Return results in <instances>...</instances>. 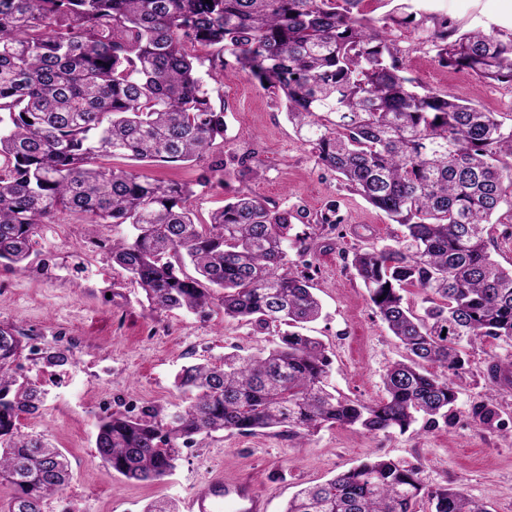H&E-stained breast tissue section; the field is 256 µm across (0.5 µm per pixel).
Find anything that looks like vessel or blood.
Instances as JSON below:
<instances>
[{
  "label": "vessel or blood",
  "mask_w": 512,
  "mask_h": 512,
  "mask_svg": "<svg viewBox=\"0 0 512 512\" xmlns=\"http://www.w3.org/2000/svg\"><path fill=\"white\" fill-rule=\"evenodd\" d=\"M265 498L251 482L211 479L196 487L185 503V512H266Z\"/></svg>",
  "instance_id": "b4317fda"
}]
</instances>
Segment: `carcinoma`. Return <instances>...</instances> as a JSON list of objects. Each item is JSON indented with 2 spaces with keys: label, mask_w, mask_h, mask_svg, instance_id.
Instances as JSON below:
<instances>
[{
  "label": "carcinoma",
  "mask_w": 512,
  "mask_h": 512,
  "mask_svg": "<svg viewBox=\"0 0 512 512\" xmlns=\"http://www.w3.org/2000/svg\"><path fill=\"white\" fill-rule=\"evenodd\" d=\"M360 2L0 0V264L27 266L38 226L75 212L128 227L112 238V262L151 311L217 310L260 329L286 327L266 354L183 367L182 407L98 417L96 452L113 472L162 480L182 449L220 431L276 429L295 440L324 426L376 434L446 424L466 346L512 342V267L493 257L487 228L502 208L512 214V123L407 76L395 31L429 20L424 43L440 66L509 84L512 33L459 34L444 17L416 20L408 4L377 28L354 12ZM216 45L234 57L235 72L284 104L319 166L404 228L395 243L351 259L374 313L406 352L387 368L377 402L329 391L328 350L300 332L322 314L316 266L298 269L285 248L293 221L307 215L239 191L197 224L191 184L98 164L108 156L191 164L224 138V112L195 55ZM262 177L247 154L212 161L196 185ZM312 223L333 233L342 220L332 204ZM187 263L196 276L183 272ZM408 288L426 294L422 313L405 305ZM25 337L0 327V483L13 488L9 512H44L70 484L71 465L45 436L21 430L45 391L18 369L27 353L48 368L72 354L29 349ZM473 418L499 424L492 404L476 406ZM424 495L434 512H488L461 488L425 490L419 467L380 456L300 489L284 512H415Z\"/></svg>",
  "instance_id": "obj_1"
}]
</instances>
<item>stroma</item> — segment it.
<instances>
[{"mask_svg":"<svg viewBox=\"0 0 512 512\" xmlns=\"http://www.w3.org/2000/svg\"><path fill=\"white\" fill-rule=\"evenodd\" d=\"M423 14L444 15L464 32H512V0H414ZM408 74L423 86L445 90L489 112L512 117V86L487 84L475 75L440 67L421 42L420 29H403ZM212 103L224 113L225 132L211 157L254 152L264 169L248 188L261 197L313 215L335 204L342 222L335 233L314 239L310 253L319 268L315 292L321 318L306 334L320 338L333 360L330 383L337 393L371 403L384 395L383 375L404 351L372 309L348 258L355 250L391 243L402 228L350 192L335 173L317 165L308 145L288 122L282 105L257 81L224 73L229 55L220 47L199 49ZM110 228L85 216L60 213L40 226L37 255L25 269L0 265V326H14L39 348H71L72 364L47 368L24 361L23 372L47 392L37 414L22 416L23 431L39 432L67 455L73 473L61 499L47 512H143L159 498L184 501L213 477L246 478L266 497L268 512H283L300 488L321 483L366 457L414 464L426 489L458 487L486 503L489 512H512V386L497 387L489 368L512 359V344L487 337L467 349L468 364L454 376V418L421 432L367 434L334 426L292 441L277 431H224L184 449L174 473L143 483L103 465L95 448V422L103 411L145 403L171 409L181 404L176 373L194 362L222 363L225 354H256L277 341L275 330L254 331L223 314L179 310L150 314L143 293L113 265L106 246ZM494 404L504 428L474 422L472 410Z\"/></svg>","mask_w":512,"mask_h":512,"instance_id":"1","label":"stroma"}]
</instances>
